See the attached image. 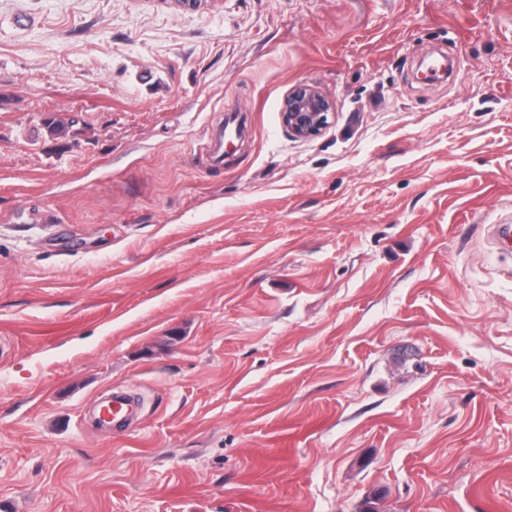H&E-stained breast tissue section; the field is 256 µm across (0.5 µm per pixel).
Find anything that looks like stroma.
<instances>
[{"instance_id": "1", "label": "stroma", "mask_w": 512, "mask_h": 512, "mask_svg": "<svg viewBox=\"0 0 512 512\" xmlns=\"http://www.w3.org/2000/svg\"><path fill=\"white\" fill-rule=\"evenodd\" d=\"M497 224L512 0H0V512H512ZM334 114L333 103L318 87L301 83L288 90L281 110V120L288 134L301 140L321 135ZM233 129L226 127L224 133V125H220L208 130V157L214 165L224 164V137L230 138Z\"/></svg>"}]
</instances>
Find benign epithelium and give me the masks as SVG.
<instances>
[{
	"label": "benign epithelium",
	"instance_id": "7a95c632",
	"mask_svg": "<svg viewBox=\"0 0 512 512\" xmlns=\"http://www.w3.org/2000/svg\"><path fill=\"white\" fill-rule=\"evenodd\" d=\"M332 114L334 105L319 88L301 83L289 89L285 95L281 120L291 137L308 140L321 135Z\"/></svg>",
	"mask_w": 512,
	"mask_h": 512
}]
</instances>
